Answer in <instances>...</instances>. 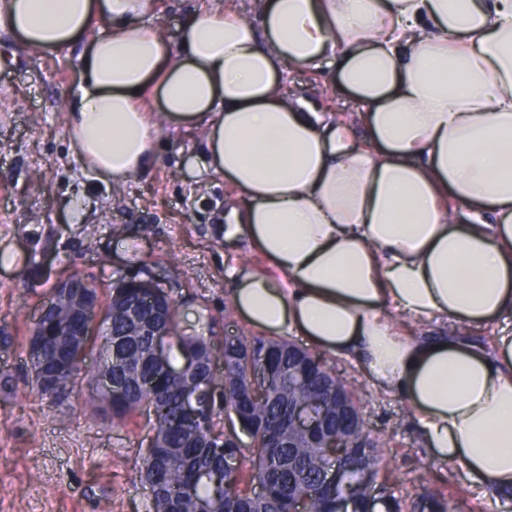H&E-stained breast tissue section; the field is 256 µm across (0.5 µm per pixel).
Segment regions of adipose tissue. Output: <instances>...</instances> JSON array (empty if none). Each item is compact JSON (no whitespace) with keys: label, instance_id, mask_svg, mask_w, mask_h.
<instances>
[{"label":"adipose tissue","instance_id":"ef3b65f1","mask_svg":"<svg viewBox=\"0 0 512 512\" xmlns=\"http://www.w3.org/2000/svg\"><path fill=\"white\" fill-rule=\"evenodd\" d=\"M147 7L0 0V31L81 44L68 131L102 180L146 169L162 125L202 129L200 169L245 202L225 241L283 275L237 269L234 308L355 358L409 402L437 461L512 490V330L489 351L426 331L512 314V0H256L254 22L202 8L174 51L140 24ZM97 19L108 32L87 38ZM286 67L335 69L358 112L286 99Z\"/></svg>","mask_w":512,"mask_h":512}]
</instances>
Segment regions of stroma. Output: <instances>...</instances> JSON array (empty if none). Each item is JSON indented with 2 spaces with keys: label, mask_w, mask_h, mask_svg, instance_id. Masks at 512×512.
<instances>
[{
  "label": "stroma",
  "mask_w": 512,
  "mask_h": 512,
  "mask_svg": "<svg viewBox=\"0 0 512 512\" xmlns=\"http://www.w3.org/2000/svg\"><path fill=\"white\" fill-rule=\"evenodd\" d=\"M223 1L256 19L254 0H150L142 22L174 46L194 10ZM80 52L44 56L0 32V512H145L137 470L152 435L147 416L95 414L98 397L83 382L59 399L31 387L27 336L56 284L78 275L105 294L147 276L174 297L177 331L256 336L233 308L231 272L245 265L281 276L249 244L225 247L224 210L238 194L223 177L198 173L201 130L163 127L152 165L121 186L79 162L67 112ZM282 92L335 113L357 109L332 69L286 72ZM328 364L354 386L382 444L379 479L402 507L437 480L448 512H512V498L433 460L405 399L377 390L354 359L332 354Z\"/></svg>",
  "instance_id": "stroma-1"
}]
</instances>
